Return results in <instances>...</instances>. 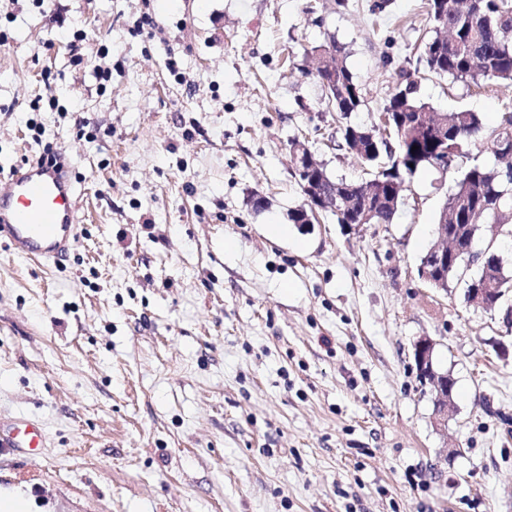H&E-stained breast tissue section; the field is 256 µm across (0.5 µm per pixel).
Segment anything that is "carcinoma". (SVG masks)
Returning a JSON list of instances; mask_svg holds the SVG:
<instances>
[{
  "mask_svg": "<svg viewBox=\"0 0 512 512\" xmlns=\"http://www.w3.org/2000/svg\"><path fill=\"white\" fill-rule=\"evenodd\" d=\"M426 11L433 25L434 36L424 43L423 55L430 72L455 81H475L479 78L512 83V0H427ZM329 45L336 50V65L332 73L317 76L324 92L327 109L339 114V119L360 110L363 97L355 74L346 63L344 47L335 40ZM386 112L395 113V121L385 126L386 133L370 129L366 138L357 142L372 153L364 156L373 178L369 185L377 195L395 191L393 204L379 209L380 223L390 224L401 203L406 179L419 169L433 165L438 149L437 140L448 139V162L467 158L471 149L481 147L484 130L481 113L459 109L448 115L447 129H431L426 120L434 108L400 85L415 83L414 72L401 67ZM512 145V111L505 110L499 126L491 135V152L499 156L504 145ZM417 150H412L413 146ZM319 186L326 191H348L346 200L362 199L357 183L342 182L327 172H315ZM448 223L502 224L512 228V162L504 165L474 163L466 167L457 181L455 191L444 205ZM489 268L494 272L493 287L504 294L512 290V274L502 264L497 246Z\"/></svg>",
  "mask_w": 512,
  "mask_h": 512,
  "instance_id": "cac0c4a2",
  "label": "carcinoma"
}]
</instances>
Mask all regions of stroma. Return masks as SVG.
<instances>
[{
  "mask_svg": "<svg viewBox=\"0 0 512 512\" xmlns=\"http://www.w3.org/2000/svg\"><path fill=\"white\" fill-rule=\"evenodd\" d=\"M371 2L0 0V181L38 159L37 120L85 211L60 259L0 240V420L46 431L40 454L0 455L1 491L31 512H512V323L418 276L463 163L418 170L389 224L289 218L293 140L363 177L329 145L312 47L344 46L355 124L401 66L486 130L512 106V85L428 72L426 0ZM77 29L109 81L61 40ZM421 336L456 381L444 431Z\"/></svg>",
  "mask_w": 512,
  "mask_h": 512,
  "instance_id": "stroma-1",
  "label": "stroma"
}]
</instances>
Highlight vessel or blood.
Segmentation results:
<instances>
[{
  "label": "vessel or blood",
  "instance_id": "vessel-or-blood-1",
  "mask_svg": "<svg viewBox=\"0 0 512 512\" xmlns=\"http://www.w3.org/2000/svg\"><path fill=\"white\" fill-rule=\"evenodd\" d=\"M79 198L66 164L32 163L13 171L0 190V236L14 254L40 260L66 254L75 240ZM39 423L15 422L0 429V453L18 448L37 452L45 445Z\"/></svg>",
  "mask_w": 512,
  "mask_h": 512
}]
</instances>
